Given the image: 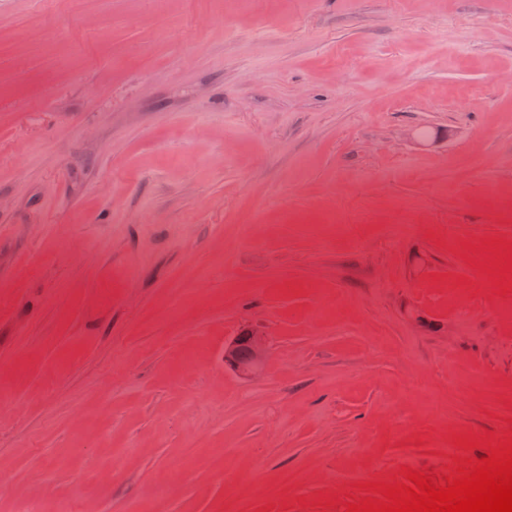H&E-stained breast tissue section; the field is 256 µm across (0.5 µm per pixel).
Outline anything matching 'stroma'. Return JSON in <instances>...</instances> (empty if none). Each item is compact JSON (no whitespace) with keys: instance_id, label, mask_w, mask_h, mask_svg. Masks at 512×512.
<instances>
[{"instance_id":"obj_1","label":"stroma","mask_w":512,"mask_h":512,"mask_svg":"<svg viewBox=\"0 0 512 512\" xmlns=\"http://www.w3.org/2000/svg\"><path fill=\"white\" fill-rule=\"evenodd\" d=\"M484 238L512 0H0V512H346L480 458ZM267 358V340L256 329L244 330L224 345V367L242 378L260 375Z\"/></svg>"}]
</instances>
